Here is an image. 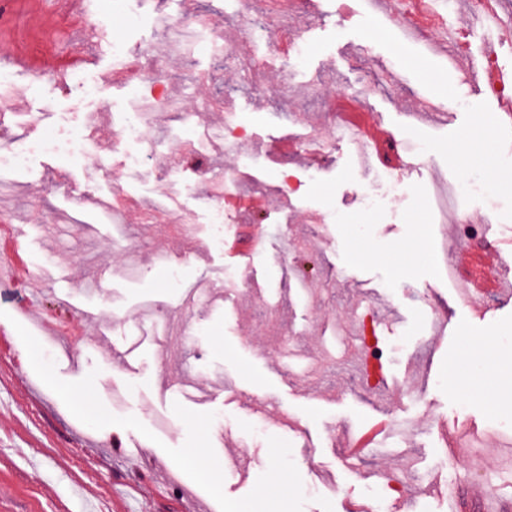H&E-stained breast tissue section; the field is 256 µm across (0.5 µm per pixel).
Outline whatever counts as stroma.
Instances as JSON below:
<instances>
[{
    "label": "stroma",
    "mask_w": 512,
    "mask_h": 512,
    "mask_svg": "<svg viewBox=\"0 0 512 512\" xmlns=\"http://www.w3.org/2000/svg\"><path fill=\"white\" fill-rule=\"evenodd\" d=\"M447 2L465 45L452 65L433 33L399 45L387 14L364 0H294L300 58L291 62L253 39L242 0H97L77 37L52 0H14L0 54L26 55L43 75L0 90L10 103L0 144L49 130L65 141L78 126L87 150L35 153L0 171V213L30 247L16 278L52 272L27 319L17 310L23 292L0 288V512H87L91 502L103 512H190L198 501L212 512H360L368 483L352 480L340 446L381 410L405 432L356 467L392 474L399 491L388 512H448V491L482 487L512 502V465L496 432L512 419V369L468 345L488 336L512 346V298L461 299L465 280L449 279L436 256L443 241L455 259L478 248L486 277L503 273L512 123L475 76L490 42L512 70V42L472 26L463 0ZM61 68L77 82L56 81ZM146 77L172 92L169 108L148 111L137 91ZM353 93L361 129L410 145L407 165L389 178L360 166L363 142L336 134L337 106ZM271 96L291 121L267 108ZM420 98L446 110L447 124L411 121ZM134 112L144 134L127 142L124 119ZM228 122L247 132L229 147ZM478 129L496 141L493 181L480 163L448 157L449 142ZM258 139L267 147L256 154ZM287 168L297 192L277 188ZM440 178L476 186L460 206L484 220L482 236L434 222ZM116 183L134 234L121 244L102 219ZM228 193L237 201L216 223ZM246 224L264 231L262 251L225 253ZM413 241L419 253L407 252ZM197 284L208 298L186 305ZM59 299L87 318L81 339L61 337L56 350L36 317H61ZM385 304L402 319L375 331L382 372L371 390L358 382L359 334ZM432 312L446 320L445 337L434 338ZM103 340L123 352L120 362L105 364ZM460 374L496 378L495 407L451 389ZM241 440L254 457L242 483L213 452Z\"/></svg>",
    "instance_id": "obj_1"
}]
</instances>
